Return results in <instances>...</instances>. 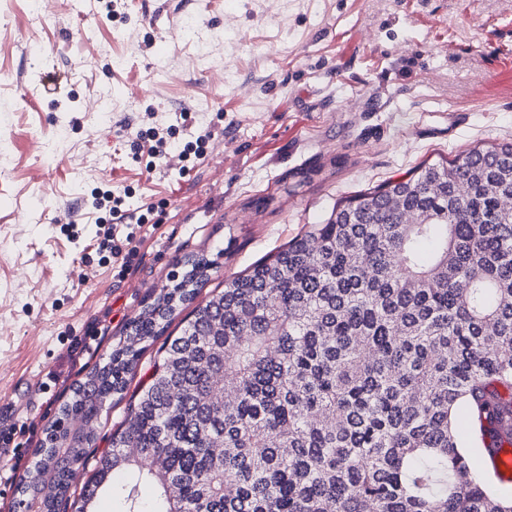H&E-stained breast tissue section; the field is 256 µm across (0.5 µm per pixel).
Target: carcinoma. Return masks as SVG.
<instances>
[{
  "mask_svg": "<svg viewBox=\"0 0 512 512\" xmlns=\"http://www.w3.org/2000/svg\"><path fill=\"white\" fill-rule=\"evenodd\" d=\"M184 265L65 403L18 508L90 512L104 492L121 512H512L472 464L486 425L512 430L511 142L352 196L225 279L72 502L93 434L69 423L98 421L213 262Z\"/></svg>",
  "mask_w": 512,
  "mask_h": 512,
  "instance_id": "cac0c4a2",
  "label": "carcinoma"
}]
</instances>
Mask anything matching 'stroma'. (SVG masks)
Listing matches in <instances>:
<instances>
[{"label":"stroma","instance_id":"stroma-1","mask_svg":"<svg viewBox=\"0 0 512 512\" xmlns=\"http://www.w3.org/2000/svg\"><path fill=\"white\" fill-rule=\"evenodd\" d=\"M0 0V512H13L76 384L180 275L212 260L198 301L274 254L340 199L424 163L512 141V0ZM103 103L105 116L88 111ZM191 113L181 122L180 113ZM202 129L183 168L132 163L137 131ZM155 204L126 278L86 254L93 188ZM163 338L94 423V454L131 423ZM57 373L47 390L34 377Z\"/></svg>","mask_w":512,"mask_h":512}]
</instances>
